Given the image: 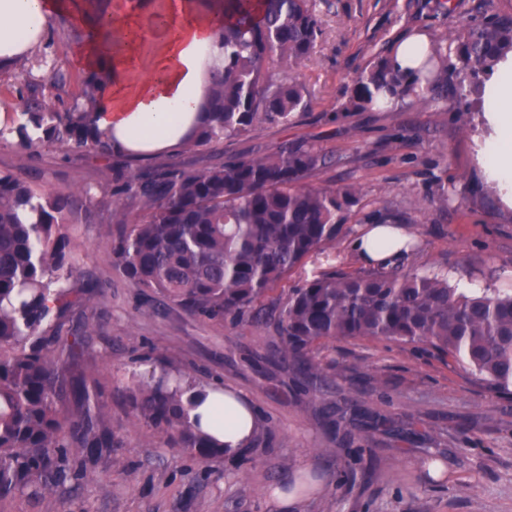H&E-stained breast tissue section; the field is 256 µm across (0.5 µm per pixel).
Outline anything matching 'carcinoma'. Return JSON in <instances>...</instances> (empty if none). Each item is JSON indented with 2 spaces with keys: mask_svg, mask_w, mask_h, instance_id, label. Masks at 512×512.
<instances>
[{
  "mask_svg": "<svg viewBox=\"0 0 512 512\" xmlns=\"http://www.w3.org/2000/svg\"><path fill=\"white\" fill-rule=\"evenodd\" d=\"M112 0H83L91 28L114 36ZM221 19L215 42L224 66L212 74L210 101L195 139L183 149L213 147L250 135L258 125L286 127L313 108L296 69L322 34L313 0H199ZM512 52V16L487 14L456 37L434 38L408 76L389 56L371 62L342 93L339 112L372 110L394 100L438 101L469 95L466 81L485 77ZM107 79L83 71L80 92L62 104L65 76L30 88L27 124L0 143L88 153L110 176L98 192H46L16 169H0V503L31 488L51 492L72 470L73 449L92 465L112 464L104 388L83 367L102 327L95 285L77 271L73 224L114 225L112 264L134 287L216 325L273 323L276 357L321 391L336 365L319 348L343 339L424 344L467 369L491 394L512 397V291L469 295L443 274L382 267L324 271L276 298L292 272L335 249L342 214L358 189L313 185L325 165L318 148L283 141L273 149L229 156L207 168L141 165L98 133L95 109ZM196 380L183 374L128 376L126 397L137 420L166 434L172 448L208 460L224 455L187 423L183 396ZM340 434L348 424L380 431L387 418L355 403L320 408Z\"/></svg>",
  "mask_w": 512,
  "mask_h": 512,
  "instance_id": "1",
  "label": "carcinoma"
}]
</instances>
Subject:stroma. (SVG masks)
Here are the masks:
<instances>
[{"label": "stroma", "instance_id": "obj_1", "mask_svg": "<svg viewBox=\"0 0 512 512\" xmlns=\"http://www.w3.org/2000/svg\"><path fill=\"white\" fill-rule=\"evenodd\" d=\"M490 13L512 15V0H332L315 53L297 69L312 111L288 127L261 125L251 137L179 160L202 169L217 156L287 139L330 155L315 183L355 185L358 199L345 215L335 261L308 262L298 278L363 269L351 241L372 216L392 214L419 244L405 268L445 272L455 288L510 290L512 208L478 164L482 115L475 97H468L467 112L451 98L334 114L343 90L404 32L449 35ZM66 34L52 24L31 54L0 70V106L23 110L28 82L56 72L68 79L63 100H72L80 68ZM3 168L23 169L47 191L95 186L106 173L91 156L8 143L0 144ZM441 190L448 193L444 206ZM111 231L108 224H80L76 242L80 273L104 290L97 304L103 327L87 366L106 385L104 414L119 464L88 470L52 494L24 490L0 512H281L270 491L286 470L306 488L299 512H512V404L486 392L460 365L425 346L338 340L320 353L335 363V377L322 392L307 390L274 359L280 338L273 327L215 326L175 306L155 311L113 268ZM162 368L237 387L267 436L237 456L203 463L168 447L164 435L134 419L121 393L129 371ZM347 400L381 411L394 427L358 430L352 446L339 445L317 409Z\"/></svg>", "mask_w": 512, "mask_h": 512}]
</instances>
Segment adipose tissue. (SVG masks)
Masks as SVG:
<instances>
[{
  "instance_id": "obj_1",
  "label": "adipose tissue",
  "mask_w": 512,
  "mask_h": 512,
  "mask_svg": "<svg viewBox=\"0 0 512 512\" xmlns=\"http://www.w3.org/2000/svg\"><path fill=\"white\" fill-rule=\"evenodd\" d=\"M66 8L65 0H0V68L31 53ZM149 14L137 6L119 17L118 27L136 31V39L115 44L94 37L76 50L82 68L107 74L99 131L139 158L162 154L199 129L220 55L214 20L196 0H167L162 21L153 27L146 24ZM482 100L491 132L479 144L478 161L512 205V54L485 80ZM407 239L399 227L372 224L351 247L364 262L379 264ZM185 410L189 419H200V434L232 455L252 444L263 425L240 392L219 383L196 388Z\"/></svg>"
}]
</instances>
